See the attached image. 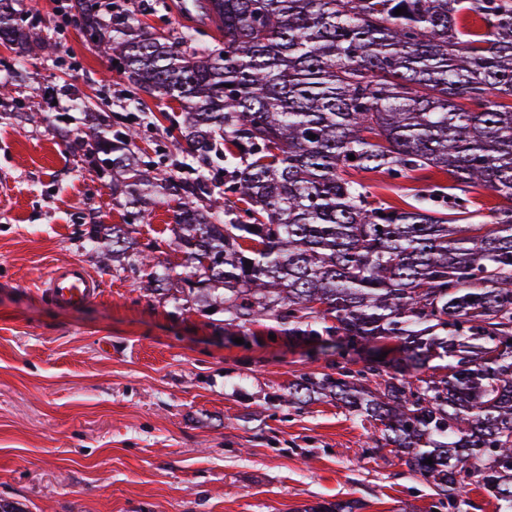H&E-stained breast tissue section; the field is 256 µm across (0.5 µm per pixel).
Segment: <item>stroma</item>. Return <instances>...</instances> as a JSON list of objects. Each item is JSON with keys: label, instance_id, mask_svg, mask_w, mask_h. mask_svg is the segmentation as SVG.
<instances>
[{"label": "stroma", "instance_id": "35a3bbf8", "mask_svg": "<svg viewBox=\"0 0 512 512\" xmlns=\"http://www.w3.org/2000/svg\"><path fill=\"white\" fill-rule=\"evenodd\" d=\"M177 0H136L127 16L176 32ZM59 44L28 58L0 105V502L21 512H305L339 500L358 512H449L430 481L378 447V426L329 395L288 402V386L335 362L336 341L298 340L264 321L228 327L194 288L150 290L143 269L116 271L87 242L122 211L95 172L66 152L56 119L73 114L63 83L135 132L158 176L176 149L152 114L177 105L119 102L110 62L75 27L56 28L57 0H24ZM40 122L9 118L12 107ZM377 198L404 206L416 182L363 172ZM158 202L129 227L140 256L180 268L184 256ZM76 262L100 295L62 306L42 287Z\"/></svg>", "mask_w": 512, "mask_h": 512}]
</instances>
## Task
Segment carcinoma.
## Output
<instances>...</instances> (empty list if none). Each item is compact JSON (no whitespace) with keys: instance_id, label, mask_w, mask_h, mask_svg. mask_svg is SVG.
Instances as JSON below:
<instances>
[{"instance_id":"cac0c4a2","label":"carcinoma","mask_w":512,"mask_h":512,"mask_svg":"<svg viewBox=\"0 0 512 512\" xmlns=\"http://www.w3.org/2000/svg\"><path fill=\"white\" fill-rule=\"evenodd\" d=\"M18 2L0 0V43L14 53L0 101L30 53L58 50ZM207 2L213 49L191 31L117 19L102 0H67L65 16L118 61L133 94L178 103L176 144L197 161L224 157L236 200L217 205L200 172L157 180L113 113L83 101V128H59L66 151L112 175L128 224L159 193L176 203L170 232L186 280L223 290L225 324L395 341L405 363L338 361L301 377L288 402L332 393L380 422L384 446L449 508L470 505L475 485L512 512V0ZM351 170L444 174L504 203L490 223H467L466 199L423 205L434 184L399 208L371 199ZM88 240L109 260L137 262L122 225L94 224ZM144 276L161 288L172 269ZM433 359L442 371L413 377Z\"/></svg>"}]
</instances>
